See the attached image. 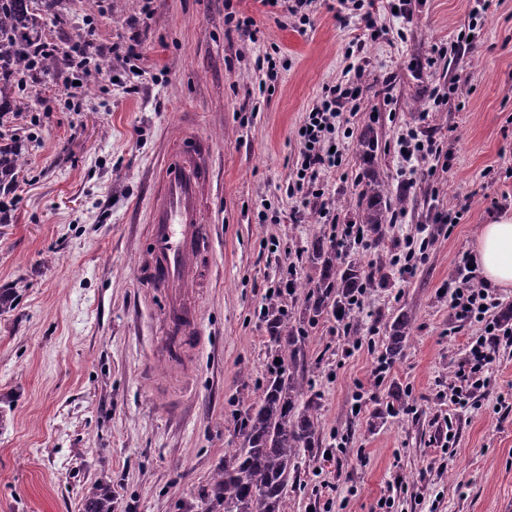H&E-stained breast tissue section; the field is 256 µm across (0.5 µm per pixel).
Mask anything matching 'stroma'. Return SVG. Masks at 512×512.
Returning a JSON list of instances; mask_svg holds the SVG:
<instances>
[{"mask_svg": "<svg viewBox=\"0 0 512 512\" xmlns=\"http://www.w3.org/2000/svg\"><path fill=\"white\" fill-rule=\"evenodd\" d=\"M146 3L151 18L132 30L129 18ZM363 3L387 29L379 41H364L356 11L335 15L325 0H306L313 26L304 33L297 17L267 13L260 0H96L90 10L56 0L44 15L48 41L103 47L136 33L142 59L136 74L117 60L96 72L78 101L63 62L21 91L31 107L12 132L24 139L26 166L0 217V289L19 291L0 314V512H81L85 488L101 478L116 512H222L211 479L238 443L274 352L268 289L295 273L300 288L278 302L302 319V284L316 277L312 242L357 221L368 127L377 167L408 206L361 252L386 278L354 311L356 336L329 314L307 328L304 399L319 445L300 452L288 512H380L383 498L387 512H512V346L497 349L486 391L463 408L447 399L467 342L512 306V288H501L484 322H460L447 290L479 226L512 211V0L478 29L475 50L438 58L434 47L467 28L473 0H411L405 19L393 16L392 0ZM229 10L254 17L257 42L226 32ZM270 51L278 77L263 93L254 61ZM351 64L369 90L336 136L341 172L321 178L336 213L327 224L287 187L299 126ZM387 74L388 101L373 91ZM126 82L139 92L124 93ZM453 83L457 96L432 105L430 89ZM186 112L213 142L215 177L203 288L185 299L203 334L193 388L179 392L161 365L167 293L155 289L146 307L134 267L148 247L149 174ZM412 127L436 139L448 162L422 161L407 188L397 140ZM451 209L462 210L460 223H436ZM425 237L414 275H401L392 254ZM403 311L411 335L376 381Z\"/></svg>", "mask_w": 512, "mask_h": 512, "instance_id": "1", "label": "stroma"}]
</instances>
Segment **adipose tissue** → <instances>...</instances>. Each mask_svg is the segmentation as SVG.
<instances>
[{
    "instance_id": "ef3b65f1",
    "label": "adipose tissue",
    "mask_w": 512,
    "mask_h": 512,
    "mask_svg": "<svg viewBox=\"0 0 512 512\" xmlns=\"http://www.w3.org/2000/svg\"><path fill=\"white\" fill-rule=\"evenodd\" d=\"M472 261L484 282L494 288H512V212L482 225L475 239Z\"/></svg>"
}]
</instances>
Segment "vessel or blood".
<instances>
[{"mask_svg": "<svg viewBox=\"0 0 512 512\" xmlns=\"http://www.w3.org/2000/svg\"><path fill=\"white\" fill-rule=\"evenodd\" d=\"M212 144L200 137L191 115H183L180 133L163 158L159 189L152 198L149 223L151 247L137 269L151 286L185 294L209 246L207 204L213 192Z\"/></svg>", "mask_w": 512, "mask_h": 512, "instance_id": "1", "label": "vessel or blood"}]
</instances>
